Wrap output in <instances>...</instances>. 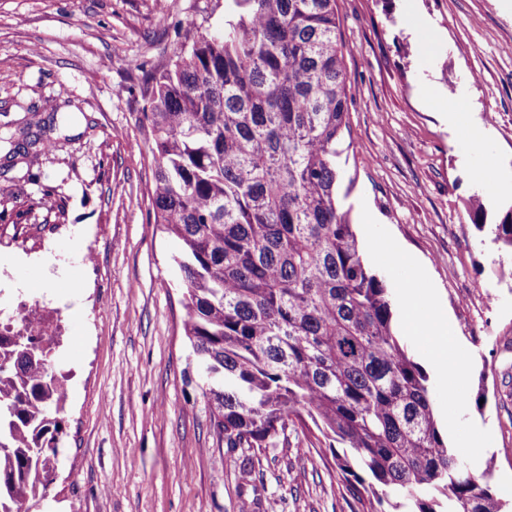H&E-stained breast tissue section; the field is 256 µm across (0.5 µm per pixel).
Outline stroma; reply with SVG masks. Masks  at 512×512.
I'll return each instance as SVG.
<instances>
[{
    "label": "stroma",
    "instance_id": "stroma-1",
    "mask_svg": "<svg viewBox=\"0 0 512 512\" xmlns=\"http://www.w3.org/2000/svg\"><path fill=\"white\" fill-rule=\"evenodd\" d=\"M224 4L168 0L162 24L157 0H0V131L34 112L57 118L51 149L0 154V312L25 299L61 317L64 432L39 512H362L312 435L249 452L218 442L184 333L179 247L150 205L145 76L171 64L188 23L221 30ZM337 11L351 222L429 375L449 448L501 490L512 483V254L488 227L512 206V14L500 0H337ZM451 91L470 110L454 131L440 107ZM477 192L482 230L467 207ZM429 288L460 338L458 388L408 331L406 297ZM247 457L253 489L239 481Z\"/></svg>",
    "mask_w": 512,
    "mask_h": 512
}]
</instances>
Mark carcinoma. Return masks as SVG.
<instances>
[{
  "label": "carcinoma",
  "mask_w": 512,
  "mask_h": 512,
  "mask_svg": "<svg viewBox=\"0 0 512 512\" xmlns=\"http://www.w3.org/2000/svg\"><path fill=\"white\" fill-rule=\"evenodd\" d=\"M150 76L154 223L178 241L183 327L213 372L219 442L276 448L318 431L363 512H507L448 448L429 377L393 327L340 186L351 137L336 0H227ZM54 117L2 137L12 158L50 146ZM493 241L512 251V205ZM34 307L0 328V512L47 495L65 398L58 336Z\"/></svg>",
  "instance_id": "carcinoma-1"
}]
</instances>
